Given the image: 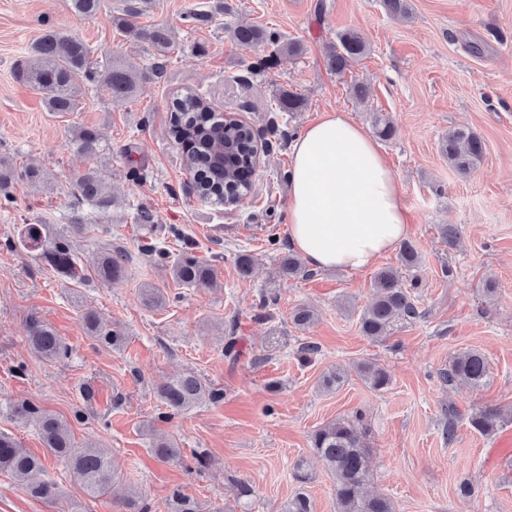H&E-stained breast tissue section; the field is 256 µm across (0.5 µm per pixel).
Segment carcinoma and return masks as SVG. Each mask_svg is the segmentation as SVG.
<instances>
[{
    "mask_svg": "<svg viewBox=\"0 0 512 512\" xmlns=\"http://www.w3.org/2000/svg\"><path fill=\"white\" fill-rule=\"evenodd\" d=\"M150 2L126 0L124 16L112 18V23L131 30L137 40L165 53L174 38L170 27L159 24L136 28L132 22ZM68 5L77 14L94 16L100 11L102 2L69 0ZM229 32L233 41L241 45L269 43L293 55L303 51L300 42L284 41L276 32L253 25L235 24L229 27ZM336 40L330 49L329 65L339 74L345 73L350 63L369 51L368 44L355 31L341 32L336 35ZM31 53L27 64L17 69V79L44 93L49 111L58 114L77 110L82 86L95 81L99 66L107 73L105 88L114 98H130L146 82V78L129 73L114 59L92 63L90 49L83 41L54 30L45 31L32 45ZM305 103L301 95L284 90L277 100V110L291 116L302 111ZM169 133L176 141L190 144L186 150L185 166L194 174V190L200 197L215 204H233L249 192L251 183L245 173L255 164L250 127L235 119L217 116L198 96L188 93L173 102ZM78 142L86 154L100 151V137L93 129L80 130ZM484 149L483 140L465 128L448 131L440 142V153L448 161V167L463 177L475 171ZM77 203L90 205L102 214L108 211L112 200L103 173L90 170L80 178ZM20 243L27 249L38 251L39 259L58 275L76 285L81 283L79 256L65 236H54L37 224H27L21 233ZM147 252L167 263L173 279L184 286L206 287L216 281V269L197 261L186 251L171 262L168 261L169 253L154 245L147 248ZM126 261L127 253L123 248L111 247L101 252L95 273L104 281L118 279L125 274ZM400 261L407 268L418 264L419 254L412 242H402ZM279 271L286 277L309 275L302 258L292 251L280 258ZM374 286L376 297L360 315L359 324L363 335L380 339L387 336L396 320L416 317L418 309L403 286L398 270L391 267L379 270L374 275ZM141 297L148 307H158L166 302L162 289L153 285L144 286ZM82 319L90 336L114 346L123 342L121 331H108L100 326L93 311H85ZM315 320V311L306 306L296 308L291 315L292 323L299 329L308 328ZM27 339L34 353L45 360H60L68 355L67 346L55 330L39 319L29 321ZM359 371L374 389H382L388 384V375L376 364L365 363ZM488 377L486 358L477 351L455 356L450 371L445 374L446 380L457 379L473 388L483 386ZM157 395L171 418L191 410L206 399L217 402L223 399L224 393L205 384L196 374L186 372L169 378L157 389ZM14 413L35 424L46 455L72 473L88 496L99 498L107 493L115 473L105 450L92 442H76L65 421L29 402L17 405ZM501 422V414L496 409L484 410L470 419L472 428L484 436L495 434ZM311 444L334 479L337 512H395L394 503L388 496L369 490L370 448L365 430L349 420L336 419L318 429ZM151 452L161 462L182 457V449L170 435L154 438ZM0 471L10 473L17 486L34 498L44 501L57 499L56 484L43 479L45 459L20 447L12 437L3 433H0ZM294 479L299 483V489L282 503L280 512H314L313 503L304 490L310 480L305 461L296 463ZM122 507L123 512H149L148 504L136 491L129 493ZM170 508L171 512H199L195 499L179 488L171 494Z\"/></svg>",
    "mask_w": 512,
    "mask_h": 512,
    "instance_id": "1",
    "label": "carcinoma"
}]
</instances>
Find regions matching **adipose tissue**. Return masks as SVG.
Listing matches in <instances>:
<instances>
[{"label":"adipose tissue","mask_w":512,"mask_h":512,"mask_svg":"<svg viewBox=\"0 0 512 512\" xmlns=\"http://www.w3.org/2000/svg\"><path fill=\"white\" fill-rule=\"evenodd\" d=\"M292 152L290 240L312 267L360 272L406 237L397 178L345 113L311 125Z\"/></svg>","instance_id":"ef3b65f1"}]
</instances>
